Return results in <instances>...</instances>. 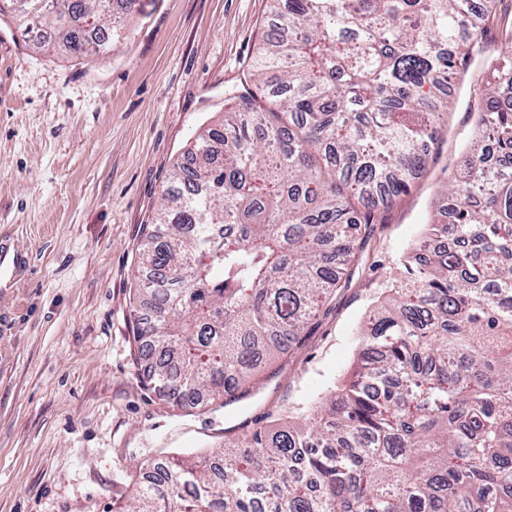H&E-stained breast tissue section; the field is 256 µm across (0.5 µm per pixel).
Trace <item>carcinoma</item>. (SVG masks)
I'll return each instance as SVG.
<instances>
[{
  "label": "carcinoma",
  "instance_id": "obj_1",
  "mask_svg": "<svg viewBox=\"0 0 512 512\" xmlns=\"http://www.w3.org/2000/svg\"><path fill=\"white\" fill-rule=\"evenodd\" d=\"M24 34L96 57L112 0H9ZM240 95L175 162L145 228L134 338L177 406L250 394L445 142L470 84L473 140L443 209L389 275L356 365L298 420L235 453L152 461L126 512H512V33L504 0H270Z\"/></svg>",
  "mask_w": 512,
  "mask_h": 512
}]
</instances>
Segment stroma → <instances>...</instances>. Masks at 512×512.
I'll return each instance as SVG.
<instances>
[{
	"label": "stroma",
	"instance_id": "obj_1",
	"mask_svg": "<svg viewBox=\"0 0 512 512\" xmlns=\"http://www.w3.org/2000/svg\"><path fill=\"white\" fill-rule=\"evenodd\" d=\"M270 0H144L95 59L34 49L0 13V512H123L160 452H202L297 413L353 368L378 288L429 219L433 179L371 225L304 345L224 407L142 383L132 334L144 228L174 160L239 95ZM438 166L474 117L466 84Z\"/></svg>",
	"mask_w": 512,
	"mask_h": 512
}]
</instances>
